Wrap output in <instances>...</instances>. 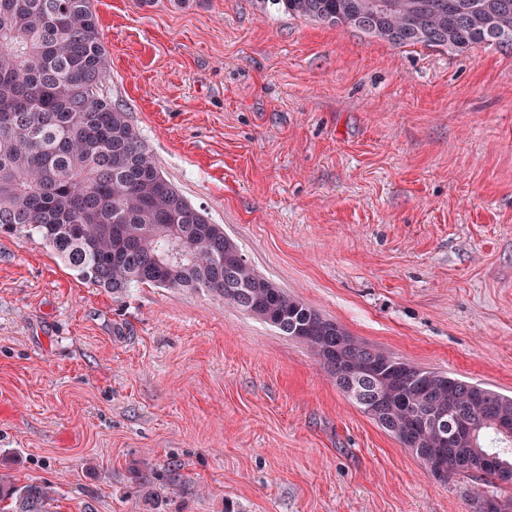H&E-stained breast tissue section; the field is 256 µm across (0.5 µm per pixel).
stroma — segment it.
Returning a JSON list of instances; mask_svg holds the SVG:
<instances>
[{"label": "stroma", "mask_w": 512, "mask_h": 512, "mask_svg": "<svg viewBox=\"0 0 512 512\" xmlns=\"http://www.w3.org/2000/svg\"><path fill=\"white\" fill-rule=\"evenodd\" d=\"M165 177L359 341L512 395V46L397 47L271 0H95ZM54 512H476L309 349L219 297L0 234V475Z\"/></svg>", "instance_id": "35a3bbf8"}]
</instances>
